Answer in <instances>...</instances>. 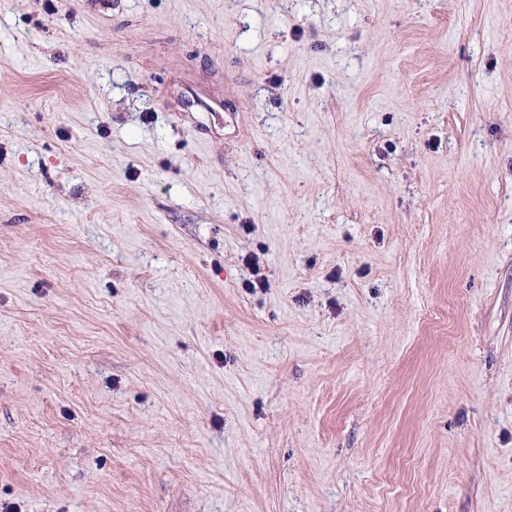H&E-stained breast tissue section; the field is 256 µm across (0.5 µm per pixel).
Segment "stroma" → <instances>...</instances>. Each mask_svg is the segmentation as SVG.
<instances>
[{
    "mask_svg": "<svg viewBox=\"0 0 512 512\" xmlns=\"http://www.w3.org/2000/svg\"><path fill=\"white\" fill-rule=\"evenodd\" d=\"M512 512V0H0V507Z\"/></svg>",
    "mask_w": 512,
    "mask_h": 512,
    "instance_id": "obj_1",
    "label": "stroma"
}]
</instances>
